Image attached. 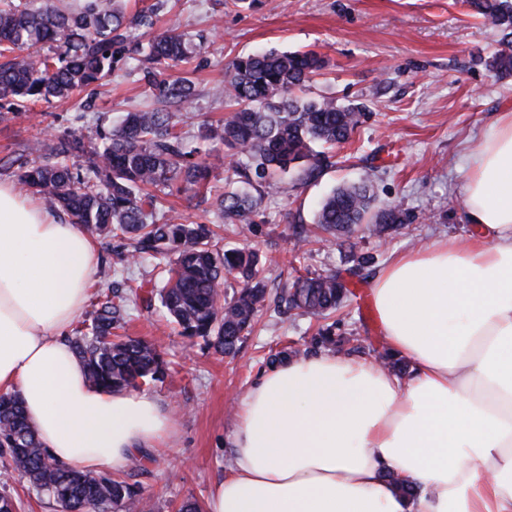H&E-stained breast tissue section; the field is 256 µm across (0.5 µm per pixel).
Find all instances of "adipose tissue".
<instances>
[{
	"instance_id": "ef3b65f1",
	"label": "adipose tissue",
	"mask_w": 512,
	"mask_h": 512,
	"mask_svg": "<svg viewBox=\"0 0 512 512\" xmlns=\"http://www.w3.org/2000/svg\"><path fill=\"white\" fill-rule=\"evenodd\" d=\"M461 193L473 233L372 281L411 377L330 353L271 367L207 512H512V112L469 152ZM98 256L81 225L0 181V391L65 466L116 474L176 427L152 396L89 383L72 349Z\"/></svg>"
}]
</instances>
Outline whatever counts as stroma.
<instances>
[{
    "mask_svg": "<svg viewBox=\"0 0 512 512\" xmlns=\"http://www.w3.org/2000/svg\"><path fill=\"white\" fill-rule=\"evenodd\" d=\"M128 13L147 11L154 31L174 27L190 35L188 63L172 76L190 75L195 96L174 110L176 130L199 140L203 125L224 116L215 94L224 66L234 57L264 52L313 50L327 67L304 92L308 98L364 103L366 115L350 141L335 148L334 164L304 181L285 179L265 196L255 222L223 224L212 201L224 189L216 171L207 189L172 198L175 213L202 224H222L228 248L259 251L270 293L306 273H337L348 286L369 288L396 253L436 239L468 232L462 222L460 191L465 159L494 115L512 111V77L488 67L499 34L475 15L466 0H126ZM136 56L123 55L111 73L72 98L40 102L0 123V180L15 181L6 160L24 153L46 135L73 133L95 143L124 113L156 106ZM370 181L379 203L399 209L405 222L387 241L357 235L361 253L373 266L349 275L345 247L312 241L298 246L313 229L321 201L338 185ZM127 242L100 246L102 271L95 289H123L154 278L153 263H131ZM335 333L362 340L361 357L373 360L386 348L378 317L368 315L359 297L349 296L337 311ZM320 319L269 301L236 354L220 355L204 344L188 346L161 307L128 302L117 333L159 344L172 362L164 382L144 386L176 422L165 445L144 451L142 468L127 472L159 506L175 512L183 499L207 500L224 479L233 454L229 435L238 403L267 370L269 354L305 350L317 336Z\"/></svg>",
    "mask_w": 512,
    "mask_h": 512,
    "instance_id": "obj_1",
    "label": "stroma"
}]
</instances>
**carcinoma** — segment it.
Returning a JSON list of instances; mask_svg holds the SVG:
<instances>
[{
	"mask_svg": "<svg viewBox=\"0 0 512 512\" xmlns=\"http://www.w3.org/2000/svg\"><path fill=\"white\" fill-rule=\"evenodd\" d=\"M501 39L490 66L512 76V0H471ZM151 25L144 13L129 16L123 0H86L76 9L54 0L28 3L0 0V122L10 121L29 103L68 99L112 69L115 55H141L147 85L163 101L185 105L195 95L188 78L166 72L186 60L189 40L175 28L157 33L144 47H131L127 29ZM326 67L316 52L249 54L224 68L222 94L231 102L224 122L210 126L205 139L213 144L207 158L175 131L172 113L161 109L125 114L122 123L97 144L77 136L53 138L27 148L17 177L30 194L52 211H63L89 233L104 240L120 237L133 252L149 254L163 265L162 278L130 292L150 308L158 303L189 340L202 339L225 355L238 349L268 298L261 260L252 249H226L207 224L156 223L157 199L149 186L173 193L193 191L218 169L231 173L250 190L235 187L216 199L229 223L259 215L264 195L291 176L301 180L323 167L324 149L348 141L364 109L340 106L330 99L305 100L295 94ZM85 158L86 168L68 163ZM322 232L351 238L358 232L380 237L404 218L379 207L368 184L341 186L315 215ZM241 288L221 303L229 277ZM346 290L334 275L299 277L280 296L288 309L328 319L342 304ZM124 298L112 292L98 296L74 329L72 348L88 381L108 389L137 390L161 382L168 362L159 347L138 338H120ZM315 345H343L335 324L320 329ZM0 455L56 512H156L137 484L121 477L76 472L55 459L26 421L17 395H0Z\"/></svg>",
	"mask_w": 512,
	"mask_h": 512,
	"instance_id": "1",
	"label": "carcinoma"
}]
</instances>
